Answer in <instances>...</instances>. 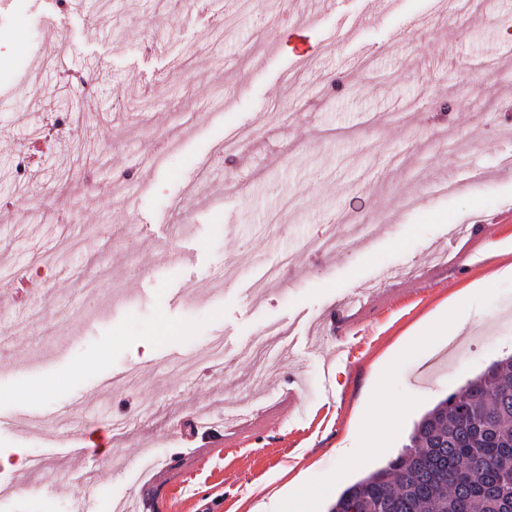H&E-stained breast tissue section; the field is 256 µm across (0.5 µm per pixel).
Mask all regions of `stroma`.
Returning <instances> with one entry per match:
<instances>
[{
  "mask_svg": "<svg viewBox=\"0 0 512 512\" xmlns=\"http://www.w3.org/2000/svg\"><path fill=\"white\" fill-rule=\"evenodd\" d=\"M47 8L0 11V95L13 101L0 109V272L47 289L0 311V451L49 459L0 512H73L59 480L89 470L85 512L130 494L149 512H328L425 411L512 354V172L497 168L512 153V0L448 15L386 0L368 18L366 0L328 13L212 0L208 22L186 0H61L54 34ZM300 18L308 66L288 37ZM475 64L496 75L481 97ZM63 114L64 139L16 182L14 151ZM476 167L492 179L469 182ZM449 179L462 190L440 193ZM340 218L377 233L306 251ZM462 251L472 265H457ZM393 266L418 274L380 286ZM356 293L335 335H315ZM451 300L467 319L453 340L421 334ZM271 322L290 327V349L258 384L243 350ZM70 401L86 422L77 452L1 425ZM229 408L249 416L170 440L195 412L213 422ZM94 434L110 436L111 459L84 451ZM150 440L160 466L122 470ZM299 474L307 493L276 499Z\"/></svg>",
  "mask_w": 512,
  "mask_h": 512,
  "instance_id": "1",
  "label": "stroma"
}]
</instances>
